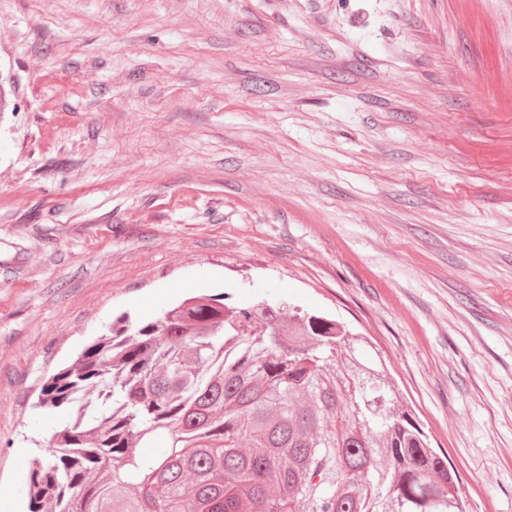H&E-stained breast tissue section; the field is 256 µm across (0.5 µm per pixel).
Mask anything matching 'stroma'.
Here are the masks:
<instances>
[{
  "mask_svg": "<svg viewBox=\"0 0 512 512\" xmlns=\"http://www.w3.org/2000/svg\"><path fill=\"white\" fill-rule=\"evenodd\" d=\"M0 512L120 316L284 301L512 512V0H0Z\"/></svg>",
  "mask_w": 512,
  "mask_h": 512,
  "instance_id": "stroma-1",
  "label": "stroma"
}]
</instances>
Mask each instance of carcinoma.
I'll use <instances>...</instances> for the list:
<instances>
[{
	"mask_svg": "<svg viewBox=\"0 0 512 512\" xmlns=\"http://www.w3.org/2000/svg\"><path fill=\"white\" fill-rule=\"evenodd\" d=\"M361 342L221 294L111 327L42 384L68 415L31 461L30 512H466L381 354L339 363Z\"/></svg>",
	"mask_w": 512,
	"mask_h": 512,
	"instance_id": "obj_1",
	"label": "carcinoma"
}]
</instances>
